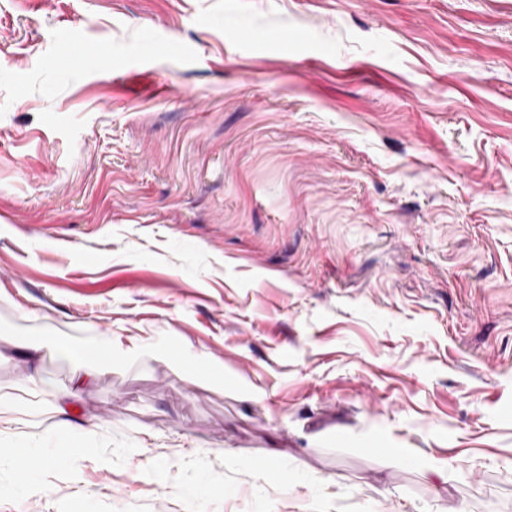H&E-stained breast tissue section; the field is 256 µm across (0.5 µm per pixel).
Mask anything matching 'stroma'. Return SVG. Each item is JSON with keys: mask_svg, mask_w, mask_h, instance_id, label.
<instances>
[{"mask_svg": "<svg viewBox=\"0 0 512 512\" xmlns=\"http://www.w3.org/2000/svg\"><path fill=\"white\" fill-rule=\"evenodd\" d=\"M95 332L224 380L46 348L0 512H512V0H0V334ZM113 336L112 334L106 336H90L87 341L81 346L77 361L84 369V376L77 378L73 388L66 395L60 398L57 403L51 404L47 407L48 412H61L63 411V404L72 396L76 395L77 390L85 381V377H90L94 371L98 369L102 363L105 355L112 357L113 349ZM175 340H167L152 336L140 342H133L132 346L126 351L128 355H140L152 351H158L161 359H172L177 369L185 375L201 373L207 380L223 382L224 368L220 362H205L197 352L192 351L187 346H179L177 350L173 349ZM178 352V353H177ZM93 434V431L74 433L67 429H58L50 432L39 448L23 445L22 453L29 458L40 460H64L73 450H80L82 454L91 456L97 451L92 439Z\"/></svg>", "mask_w": 512, "mask_h": 512, "instance_id": "1", "label": "stroma"}]
</instances>
